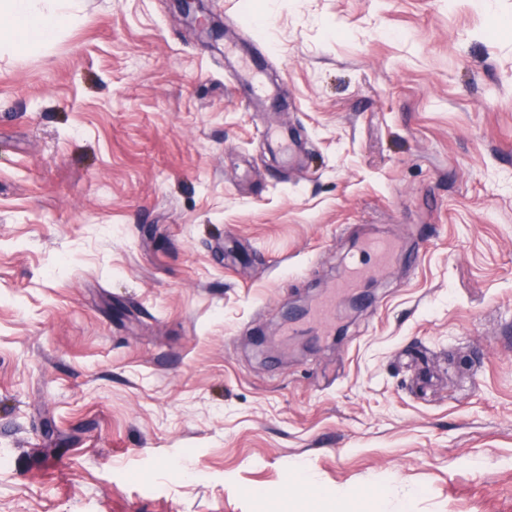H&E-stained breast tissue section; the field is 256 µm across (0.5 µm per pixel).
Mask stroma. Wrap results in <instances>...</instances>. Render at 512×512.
I'll use <instances>...</instances> for the list:
<instances>
[{
  "label": "stroma",
  "instance_id": "obj_1",
  "mask_svg": "<svg viewBox=\"0 0 512 512\" xmlns=\"http://www.w3.org/2000/svg\"><path fill=\"white\" fill-rule=\"evenodd\" d=\"M204 5L0 52V512H512V0ZM179 14L185 22L202 38L216 41L222 35V25L206 11L203 0H175Z\"/></svg>",
  "mask_w": 512,
  "mask_h": 512
}]
</instances>
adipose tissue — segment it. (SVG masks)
<instances>
[{
    "mask_svg": "<svg viewBox=\"0 0 512 512\" xmlns=\"http://www.w3.org/2000/svg\"><path fill=\"white\" fill-rule=\"evenodd\" d=\"M80 0H0V49L18 55L49 47L78 20Z\"/></svg>",
    "mask_w": 512,
    "mask_h": 512,
    "instance_id": "obj_1",
    "label": "adipose tissue"
}]
</instances>
